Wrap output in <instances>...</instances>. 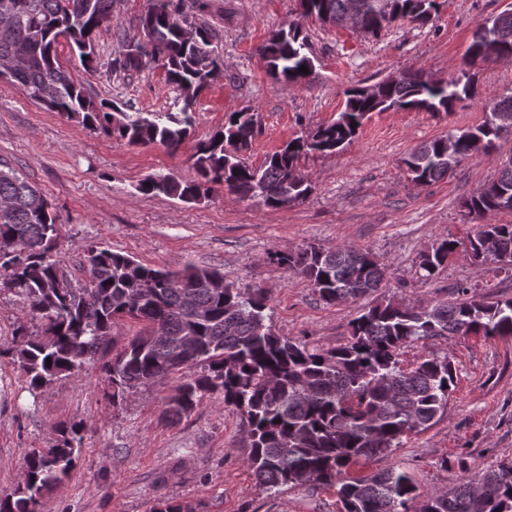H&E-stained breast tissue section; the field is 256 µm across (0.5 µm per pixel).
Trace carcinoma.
Listing matches in <instances>:
<instances>
[{"label": "carcinoma", "instance_id": "obj_1", "mask_svg": "<svg viewBox=\"0 0 512 512\" xmlns=\"http://www.w3.org/2000/svg\"><path fill=\"white\" fill-rule=\"evenodd\" d=\"M435 0H300L302 14L324 23L348 26L350 14H361L358 32L377 35L393 23L429 21ZM0 65H8L11 85L51 112L75 119L132 145L159 144L179 149L195 124L193 105L185 102L223 71L212 48L215 32L207 24H187L184 0H150L139 26L149 27L154 41L145 57L116 58L115 76L139 71L147 60L161 63L178 91L170 112H126L113 101L88 96L84 87L58 62V39L66 38L79 62L94 71L93 35L112 21V0H0ZM307 37L297 23L271 32L259 48L274 78L295 86L309 78L312 58ZM512 58V10L486 25H477L455 77L443 81L420 70L404 72L376 95L353 88L336 121L295 139L255 168L242 154L258 131L250 107L228 115L223 129L195 153L199 179L149 176L138 189L164 194L184 203L208 198L211 185L222 184L243 197H259L274 208L304 202L311 181L297 170L299 155H332L350 142L370 112L409 109L448 112L455 102L476 95L472 69ZM305 66L308 72L299 68ZM482 124L452 129L424 143L403 159L417 185L439 181L467 157L490 152L512 129V95L486 105ZM512 191V157L498 176L466 201L476 214L502 210L499 194ZM50 204L23 175L0 160V247L18 245L24 255L0 256V283L30 301L32 315L43 322L42 334L24 337L11 352L35 392L56 378L80 370L86 359L106 349L118 318L143 324L142 330L105 365L114 400L187 368L198 375L181 377L168 396L164 414L171 421L189 415L208 394L219 392L248 423L247 464L259 483L276 493L310 481L336 488L342 512H512V464L503 462L447 491L417 500V485L405 470L384 468L368 477L349 474L358 460L384 459L403 437L423 431L448 406L454 374L448 357H422L405 371L402 348L419 340L468 334L512 336V298L488 300L477 294L426 308L392 299L370 306L350 324L346 343L311 349L306 343L277 335L266 314L261 288L231 283L215 288L224 275L188 262L178 269L155 268L101 246L88 249V279L77 286L53 249L59 235ZM473 259L493 260L512 270V223L482 224L460 241L446 237L421 254L419 270L429 278L459 247ZM284 265L309 281L328 304L356 300L379 288L385 268L368 251L310 245L275 254ZM78 431L62 430L57 444L34 448L24 458L21 480L0 498V512H36L40 497L52 491L76 464Z\"/></svg>", "mask_w": 512, "mask_h": 512}]
</instances>
